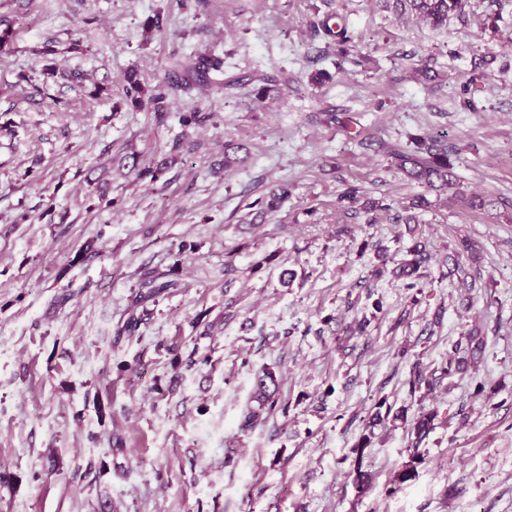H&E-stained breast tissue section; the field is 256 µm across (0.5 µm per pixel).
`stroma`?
<instances>
[{
  "instance_id": "stroma-1",
  "label": "stroma",
  "mask_w": 512,
  "mask_h": 512,
  "mask_svg": "<svg viewBox=\"0 0 512 512\" xmlns=\"http://www.w3.org/2000/svg\"><path fill=\"white\" fill-rule=\"evenodd\" d=\"M331 13L359 65L315 31ZM0 14V512H512V0H466L439 28L403 0ZM203 54L239 86L156 108ZM262 74L279 95L256 98ZM435 135L485 209L423 192L378 147ZM350 185L374 223L338 207ZM420 193L429 207L395 223ZM415 245L419 292L391 274ZM146 268L175 286L139 303ZM131 308L137 331L116 337ZM470 332L474 366L411 390ZM264 368L280 408L241 431Z\"/></svg>"
}]
</instances>
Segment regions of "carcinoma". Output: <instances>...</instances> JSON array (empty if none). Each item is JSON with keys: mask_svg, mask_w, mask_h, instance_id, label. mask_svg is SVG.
I'll return each instance as SVG.
<instances>
[{"mask_svg": "<svg viewBox=\"0 0 512 512\" xmlns=\"http://www.w3.org/2000/svg\"><path fill=\"white\" fill-rule=\"evenodd\" d=\"M409 2L420 17L434 27L445 25L450 15L462 12L464 7L463 0H409ZM317 29L333 37L336 41L337 53L343 60L355 65L360 64V61L350 54L347 47L350 37L347 36L346 25L337 22L332 24L330 19L326 18L317 23ZM212 72L224 73V59L214 55L203 56L197 62L192 80L181 78L167 81L165 87L160 89V93L152 96V101L160 103L166 99V91L177 88L188 89L193 82L206 89L209 87V74ZM382 149L392 158V162L397 168L410 179L431 189L448 191L450 199L462 205L471 208L485 206V201L467 198L458 189L453 166L448 162V144L444 140L436 137L419 138L416 149L411 152L403 150L398 144L386 142L382 144ZM423 262V251L419 247L415 246L406 252L398 266L393 269L394 275L404 281L403 287L407 289L425 287V283L422 281L423 274L420 273ZM173 286L174 283L166 279L165 273L147 269L141 273L140 287L144 288L145 292L139 293V300L156 297ZM481 351L482 342L475 341L473 336L467 337V346L456 345L455 353L459 354V357L455 358L453 362H448V366L442 368L441 376L452 375L453 364H465L468 362V358L474 357ZM278 402V386L272 371L262 369L256 372L242 429L254 427L263 419V415L276 410Z\"/></svg>", "mask_w": 512, "mask_h": 512, "instance_id": "carcinoma-1", "label": "carcinoma"}]
</instances>
